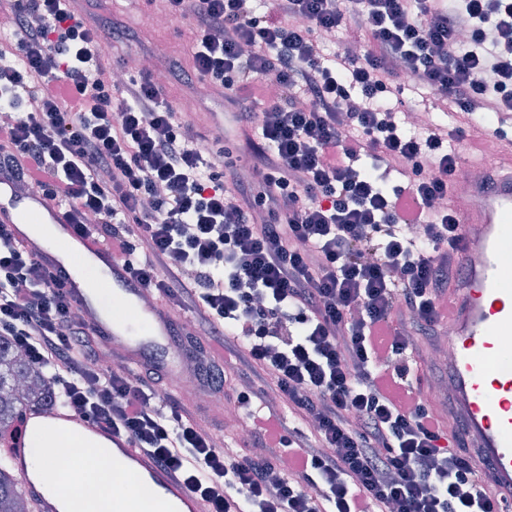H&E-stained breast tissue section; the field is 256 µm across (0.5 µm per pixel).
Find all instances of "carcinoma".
<instances>
[{
  "label": "carcinoma",
  "instance_id": "1",
  "mask_svg": "<svg viewBox=\"0 0 512 512\" xmlns=\"http://www.w3.org/2000/svg\"><path fill=\"white\" fill-rule=\"evenodd\" d=\"M48 371L36 368L8 341L0 339V433L16 424L19 411L38 404L46 392ZM27 498L8 456H0V512H22Z\"/></svg>",
  "mask_w": 512,
  "mask_h": 512
}]
</instances>
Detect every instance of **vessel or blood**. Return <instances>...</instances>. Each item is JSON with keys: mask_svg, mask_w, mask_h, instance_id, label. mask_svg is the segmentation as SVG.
Wrapping results in <instances>:
<instances>
[{"mask_svg": "<svg viewBox=\"0 0 512 512\" xmlns=\"http://www.w3.org/2000/svg\"><path fill=\"white\" fill-rule=\"evenodd\" d=\"M478 170L479 178L457 181L450 195L460 226L461 259L467 267L464 281L448 292V340L455 351L448 362V377L454 390L452 412L468 428V449L479 462L482 477L496 487L508 508L512 506V351L506 350L502 339L512 334V285L501 278L500 244L512 236V152L479 163ZM0 223L38 250L50 267L65 273L85 319L121 346L128 360L153 362L171 377L182 372L183 355L173 341L170 316L156 305L144 304L143 290L130 279L124 264L97 238L78 234L63 203L42 193L21 194L14 182L0 178ZM37 224L50 226L53 245H45L34 233ZM85 263L101 273L99 284L81 274ZM104 290L112 296L111 306L101 301ZM72 420V413L63 407L49 419L28 411L21 437L7 450L37 512H63L61 500L76 472L54 470L51 487L42 488L31 465L30 436L46 428L66 433ZM79 438L111 448L121 464L119 476L133 492L145 489L157 494L165 504L163 512H202L197 496L129 439L90 420L81 422Z\"/></svg>", "mask_w": 512, "mask_h": 512, "instance_id": "vessel-or-blood-1", "label": "vessel or blood"}]
</instances>
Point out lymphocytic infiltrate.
<instances>
[{
	"label": "lymphocytic infiltrate",
	"mask_w": 512,
	"mask_h": 512,
	"mask_svg": "<svg viewBox=\"0 0 512 512\" xmlns=\"http://www.w3.org/2000/svg\"><path fill=\"white\" fill-rule=\"evenodd\" d=\"M75 2L0 0V176L61 200L147 296L189 315L176 343L192 382L249 431L216 437L157 365L103 359L64 273L4 224L0 338L207 512H500L409 376L426 361L413 332L437 335L461 277L459 226L438 204L458 145L512 112V0H274L268 17L254 0H163L190 18L195 75L238 106L243 146L220 168L154 72L111 81ZM349 28L324 64V35ZM409 85L462 125L401 129ZM392 171L405 182L383 189Z\"/></svg>",
	"instance_id": "obj_1"
}]
</instances>
